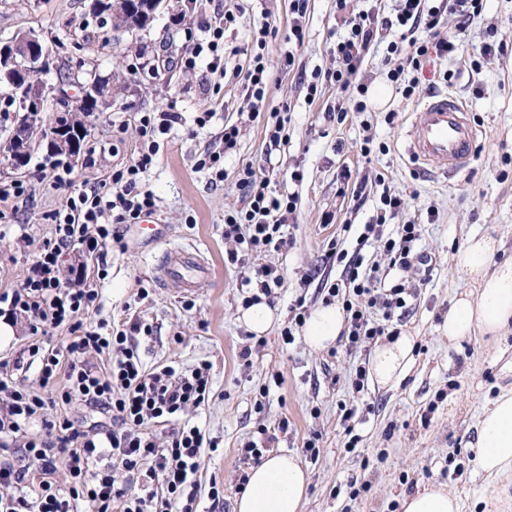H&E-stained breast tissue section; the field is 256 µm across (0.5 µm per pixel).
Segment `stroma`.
Wrapping results in <instances>:
<instances>
[{
	"mask_svg": "<svg viewBox=\"0 0 512 512\" xmlns=\"http://www.w3.org/2000/svg\"><path fill=\"white\" fill-rule=\"evenodd\" d=\"M90 0H0V43L25 32L42 34L54 64L41 75L44 83L67 77L85 81L97 73L112 78V105L88 125L78 155L70 157L75 182L106 179L113 167L128 163L139 144L137 121L144 112L175 105L182 119L160 138L158 162L143 176L159 208V238L143 241L125 228L126 250H112L105 268L82 246L72 247L64 266L85 265L99 291L94 321L122 326L132 320L150 323L153 334L139 338L146 367L173 365L183 371L211 363L212 393L205 407L190 411L215 445L201 460L197 478L205 490L200 512H235L239 479L251 466L242 449L258 440L259 428L275 435L274 449L299 455L309 475L303 512H401L404 496L431 485L445 486L460 500L461 512H512V476L491 478L476 465L477 419L501 390L512 388V333L490 342L473 334L449 344L440 330L455 293L469 290L459 276L457 255L469 234L488 233L501 239L497 260L512 258V0H487L484 15L464 36L457 56L428 64L412 99H403L386 78L383 49H375L362 71L370 97L367 112L348 111L343 123L324 118L335 105L337 91L320 85L308 99L301 76L333 65L331 49L341 32L335 0H309L307 37L296 52L297 69L282 70L280 54L288 47L293 22L290 0H166L153 21L133 31L113 29L93 17ZM234 11L239 20L224 31V73L183 68V30L199 20L217 19ZM181 24H174L175 15ZM268 27V60L275 77L267 110L290 105L291 122L278 150L267 151L266 117L249 119L248 103L237 73L247 67L253 34ZM506 44L504 54L474 60L473 47L487 37ZM455 75L445 85L442 74ZM451 87L471 109L481 130L475 157L456 177L416 174L405 154L411 114L430 89ZM213 112L206 126L195 119ZM395 112L386 122L387 112ZM238 124V150L224 159L226 178L213 180L197 167L203 153L222 145L225 124ZM387 143L388 153L365 158L364 136ZM274 164L273 190L299 198L296 223L284 231L292 247L260 256L283 275L274 294L276 318L263 343L249 360L242 349L250 332L239 322V309L250 288L241 284L239 265L224 240V215L242 209L245 196L235 179L242 164ZM44 146L31 152L29 163L15 170L0 158V183L21 181L24 197L0 209V289L24 281L39 248L51 238V214L64 209L70 191L54 186L44 165ZM304 178L293 183L290 173ZM374 184L384 176L392 191L407 199V218L421 226L415 244L429 259V270L413 281L416 295L393 325L414 336L413 363L394 388L365 384L356 390L357 368L367 365L371 347L311 350L303 339L284 344L281 332L296 302L305 311L323 304L317 283L306 276L328 269L324 257L341 224L369 223L372 206L352 210L340 193L343 175ZM438 219L428 223L426 211ZM198 248L209 273L193 294L185 296L161 286L157 266L172 246ZM351 419H344L345 409ZM355 450H348L350 435ZM315 440L317 456L304 455ZM217 488L218 499L207 492Z\"/></svg>",
	"mask_w": 512,
	"mask_h": 512,
	"instance_id": "stroma-1",
	"label": "stroma"
}]
</instances>
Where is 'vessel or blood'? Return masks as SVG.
Masks as SVG:
<instances>
[{"label":"vessel or blood","instance_id":"obj_1","mask_svg":"<svg viewBox=\"0 0 512 512\" xmlns=\"http://www.w3.org/2000/svg\"><path fill=\"white\" fill-rule=\"evenodd\" d=\"M413 127L407 154L422 170L454 176L473 160L480 130L459 96L446 91L430 94L415 113ZM159 270L166 286L188 294L207 267L197 249L180 246L164 251Z\"/></svg>","mask_w":512,"mask_h":512}]
</instances>
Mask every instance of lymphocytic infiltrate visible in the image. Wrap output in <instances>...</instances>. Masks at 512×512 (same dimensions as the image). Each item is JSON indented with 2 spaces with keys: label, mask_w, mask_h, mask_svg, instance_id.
I'll return each instance as SVG.
<instances>
[{
  "label": "lymphocytic infiltrate",
  "mask_w": 512,
  "mask_h": 512,
  "mask_svg": "<svg viewBox=\"0 0 512 512\" xmlns=\"http://www.w3.org/2000/svg\"><path fill=\"white\" fill-rule=\"evenodd\" d=\"M349 0H336L346 33L333 49L335 65L315 71L307 85L309 97H316L320 82L334 85L342 94H358L353 109L365 111L367 86L358 76L375 45L385 43L388 57L398 66L387 72L403 98H411L422 72L431 58L455 55L460 49L457 32L465 31L478 19L486 0H397L392 13L377 9L350 12ZM237 16L226 11L219 26L201 25L182 63L192 70L205 66L214 72L220 67L224 29ZM454 21L456 34H444L447 21ZM396 40H388V33ZM269 30L260 27L242 78V88L253 114L263 110L269 91L270 70L264 56ZM179 119L172 110L143 113L138 119L140 138L137 155L128 164L113 168L109 185L75 184L70 167L55 169L54 185L70 189L63 210L53 214L54 236L40 249L20 287L0 292V315L8 319L27 318L37 334L12 368L0 370V446L24 433L31 421L40 419L46 437L29 439L20 454L0 459V512H73L81 503L96 505L97 512H194L201 494L196 480L205 435L195 425L180 423L188 408H198L209 400L210 365L201 363L182 373L165 366L144 369L133 338L151 336L150 324L134 321L129 329L101 333L88 322L97 310L96 288L82 282L69 283L61 276V259L75 244L105 262L112 247L123 246L119 227L137 223L142 215L155 212L156 199L146 190L141 176L156 163L159 136L167 134ZM236 184L243 191L246 207L224 216V238L234 242L231 259L247 268L243 285L257 284L263 295L279 287L277 268L256 264V257L290 246L283 228L295 218L298 198L274 194L268 178L259 176L254 164L242 166ZM407 201L402 194L383 189L376 200L374 223L365 225L357 238L368 242L376 225L396 223L395 236L382 241L381 248L397 276L383 285L378 263H366L361 252L329 249L328 259L341 272L334 280H322L328 297L342 301L346 314V346L354 349L384 335L397 311L406 309L412 290L408 273L419 257L413 246L420 226L405 216ZM64 331L62 349L47 347L41 332ZM110 353L112 365L102 371L91 364L93 354ZM37 370L42 386H60L63 404L78 403L111 413L114 428L85 431L74 420L46 419L48 403L40 392L21 387L19 374ZM169 426L165 444H157L153 427ZM111 463L100 466L102 456ZM145 470L147 483L135 493L119 487L114 468ZM66 472L67 485H59L58 472Z\"/></svg>",
  "instance_id": "obj_1"
}]
</instances>
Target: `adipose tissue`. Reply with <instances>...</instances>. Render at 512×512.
Here are the masks:
<instances>
[{
    "label": "adipose tissue",
    "mask_w": 512,
    "mask_h": 512,
    "mask_svg": "<svg viewBox=\"0 0 512 512\" xmlns=\"http://www.w3.org/2000/svg\"><path fill=\"white\" fill-rule=\"evenodd\" d=\"M499 242L489 235H470L459 255L458 267L471 285L456 294L448 307L444 331L449 343L481 333L494 339L512 330V259L496 261ZM338 304L311 311L302 336L312 350L336 343L344 328ZM415 340L402 334L391 337L372 352L368 376L382 387L399 383L413 360ZM480 471L498 477L512 471V389L500 392L478 420L475 443ZM309 477L298 456L285 451L268 454L253 466L235 502L236 512H301Z\"/></svg>",
    "instance_id": "ef3b65f1"
}]
</instances>
